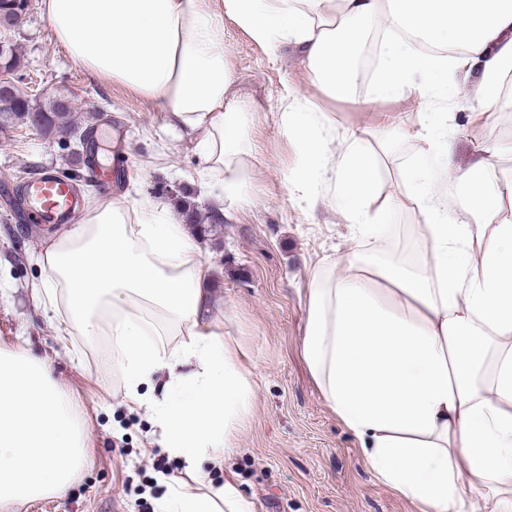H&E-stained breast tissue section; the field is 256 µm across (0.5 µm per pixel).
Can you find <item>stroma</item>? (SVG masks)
Masks as SVG:
<instances>
[{
  "label": "stroma",
  "instance_id": "stroma-1",
  "mask_svg": "<svg viewBox=\"0 0 512 512\" xmlns=\"http://www.w3.org/2000/svg\"><path fill=\"white\" fill-rule=\"evenodd\" d=\"M17 64L7 75L41 108L67 95L77 124L67 135L45 136L29 121L0 124V345L24 333L30 351L46 359L57 378L78 398L90 433V465L63 497H45L14 512H155L164 486L147 487L139 466L149 465L158 445L149 414L121 405V374L110 358L108 336L75 335L69 344L56 338L31 296L42 277L36 253L58 235L53 225L29 224L13 211L16 190L34 171L52 169L77 177L82 200L100 195L99 176L83 162L106 161L90 155L79 133L91 130L95 145L120 134L112 175L120 176L119 196L137 202L164 201L176 222L210 265L213 314L225 337L242 347L253 366L250 415L238 435L239 450L226 464L258 512H414L412 505L380 482L359 444L337 420L317 391L301 353L305 307L301 290L320 264L341 259L353 245L352 225L339 212L311 208L288 183L299 162L298 146L282 131L281 103L301 96L315 111L327 113L336 139L363 130L366 144L387 112L414 123L419 113L448 111L449 142L456 166L466 167L481 146L507 148L495 176L512 182V97L503 111L487 115L477 104L446 110L432 98L404 91L386 103L369 106L370 87L357 96L331 97L314 83L292 48L272 56L232 19L224 21V59L241 95L264 101L250 123L245 158L252 177L250 201L232 202L200 174L198 158L186 138L170 129L151 103L114 82L96 79L74 63L52 38L38 4H31L20 27H0ZM420 151L414 140L399 141L380 166L373 209L384 222L419 224L411 163ZM400 204L388 208L390 197ZM198 208V224H185L178 201Z\"/></svg>",
  "mask_w": 512,
  "mask_h": 512
}]
</instances>
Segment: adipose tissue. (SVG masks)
Instances as JSON below:
<instances>
[{
	"label": "adipose tissue",
	"mask_w": 512,
	"mask_h": 512,
	"mask_svg": "<svg viewBox=\"0 0 512 512\" xmlns=\"http://www.w3.org/2000/svg\"><path fill=\"white\" fill-rule=\"evenodd\" d=\"M54 40L89 73L125 85L185 135L205 177L225 197L248 185L242 150L258 102L241 97L224 61L233 19L270 54L295 46L313 82L347 96L367 32L386 25L372 104L406 88L440 101L499 109L512 72V0H39ZM423 37L433 52L419 48ZM465 72L464 87L444 82ZM284 134L304 161L291 176L306 190L337 170L331 199L375 250L388 248L369 214L377 168L357 133L336 152L324 113L292 99ZM448 115L404 124L391 112L375 135L382 154L397 139L421 142L412 168L425 221L424 268L371 263L363 245L344 266L317 267L305 290L302 353L325 404L357 439L376 478L415 512H512V224L499 218L512 184H495L497 150L456 167ZM469 190L465 220L449 221V183ZM32 288L60 340L109 336L124 403L154 417L184 478L158 475L157 512H257L237 475L213 485L204 462L237 449L254 394L235 340L224 338L205 284L208 268L168 207L103 197L37 255ZM182 342L160 341L162 325ZM161 380L162 395L144 393ZM79 402L25 344L0 346V512L64 496L89 462Z\"/></svg>",
	"instance_id": "ef3b65f1"
}]
</instances>
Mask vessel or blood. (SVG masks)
Here are the masks:
<instances>
[{
  "mask_svg": "<svg viewBox=\"0 0 512 512\" xmlns=\"http://www.w3.org/2000/svg\"><path fill=\"white\" fill-rule=\"evenodd\" d=\"M31 207L28 215L34 224L74 223L80 199L73 182L60 174L46 171L25 183Z\"/></svg>",
  "mask_w": 512,
  "mask_h": 512,
  "instance_id": "vessel-or-blood-1",
  "label": "vessel or blood"
}]
</instances>
